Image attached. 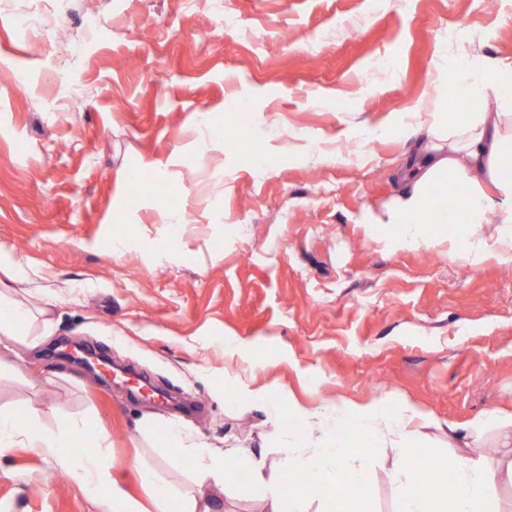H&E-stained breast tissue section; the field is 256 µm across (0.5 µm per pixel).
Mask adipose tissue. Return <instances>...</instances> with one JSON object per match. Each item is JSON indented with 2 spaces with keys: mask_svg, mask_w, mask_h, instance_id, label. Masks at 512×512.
Returning <instances> with one entry per match:
<instances>
[{
  "mask_svg": "<svg viewBox=\"0 0 512 512\" xmlns=\"http://www.w3.org/2000/svg\"><path fill=\"white\" fill-rule=\"evenodd\" d=\"M478 102L479 109L466 121H458L447 104L424 112L409 113L410 122L426 126L430 141L399 170L401 188L382 216L372 221L375 229L402 227L394 238L399 248L433 246L448 241L461 249L466 261L480 263L490 253L512 252V165H503L512 155V60L496 59L484 67L480 82L465 85L458 105ZM456 182L464 217L442 205L436 194L449 182ZM496 215L494 232L481 233L489 215ZM451 228L443 238L442 228ZM35 317L29 307L15 300L8 287L0 288V335L14 342H28ZM242 394L262 406L269 417L287 413L280 435L288 455L277 466H269L266 453L246 446L223 450L212 448L177 424H167L168 449L189 463L197 486H229L238 471H248L251 484L265 504V512H308L309 505L323 501L325 512H335L330 496L333 486L349 479L357 485L367 481L357 462L358 436H365L391 448L394 461L390 471L396 489V512H488L490 485L512 483V426L501 428L495 463L471 457L460 458L454 467L449 489L430 494L420 491L422 470L406 450L416 433L410 424L420 412L405 406L388 413L377 402L352 405L345 402L308 407L289 401L280 406L265 387L243 385ZM29 422L17 428L12 416L0 411V457L22 446L45 457L50 465L92 491H107L112 512H144L112 480L108 465V438L103 432L92 436L93 448L81 460H73L69 449L80 434L78 425L59 424L47 428L37 405L28 407ZM294 475L285 483V475ZM142 482L152 489L154 512H201L195 495L175 494L167 489L162 473L142 467Z\"/></svg>",
  "mask_w": 512,
  "mask_h": 512,
  "instance_id": "ef3b65f1",
  "label": "adipose tissue"
}]
</instances>
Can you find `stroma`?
I'll use <instances>...</instances> for the list:
<instances>
[{
    "mask_svg": "<svg viewBox=\"0 0 512 512\" xmlns=\"http://www.w3.org/2000/svg\"><path fill=\"white\" fill-rule=\"evenodd\" d=\"M222 2L238 28H221L210 0H55L54 27L24 29L34 0H0V68L16 73L0 81V249L27 272L15 297L51 320L16 349L23 376L0 375V408L90 420L142 501L128 459L160 464L175 490L192 482L140 419L282 456L273 420L240 401L243 382L309 406L409 403L428 417L415 445L434 461L486 454L495 431L474 441L468 427L512 414V257L468 267L445 244L396 248L397 229L368 220L428 139L390 124L439 97L452 64L479 77L483 57L512 58V0ZM76 92L86 106L67 111ZM133 168L152 190L131 193ZM62 345L196 409L129 400L122 381L103 387L56 356ZM361 464L360 507L394 512L390 449ZM203 503L262 512L245 472ZM0 512L112 503L17 448L0 459Z\"/></svg>",
    "mask_w": 512,
    "mask_h": 512,
    "instance_id": "obj_1",
    "label": "stroma"
}]
</instances>
